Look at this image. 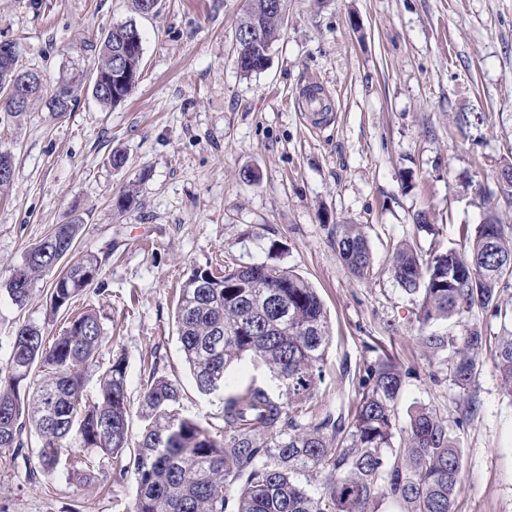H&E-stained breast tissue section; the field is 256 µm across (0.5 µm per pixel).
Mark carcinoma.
I'll use <instances>...</instances> for the list:
<instances>
[{
	"mask_svg": "<svg viewBox=\"0 0 512 512\" xmlns=\"http://www.w3.org/2000/svg\"><path fill=\"white\" fill-rule=\"evenodd\" d=\"M283 13L271 0H253L236 31L243 52L240 73L263 70L281 34ZM135 20L116 24L104 35L97 69L121 66L140 75L143 46ZM19 52L0 53V109L13 117L43 99L42 76L18 68ZM79 79L57 81L46 104L67 112ZM132 87H92L105 107L125 100ZM512 203V180L480 196L484 216L462 230L461 247L429 254L400 242L392 250L389 273L408 295L419 299L417 322H439L501 314L500 289L512 286V230H506L492 202ZM82 219L58 224L44 242L30 248L14 277L3 284L11 300L24 305L30 287L50 271L45 249L72 254ZM336 250L358 280L370 276L373 257L364 232L340 224ZM95 252L72 259L50 292L51 310L69 306L98 278ZM211 274L197 269L185 281L175 313L178 340L197 389L209 394L224 385L229 366L245 356L265 366L278 394L250 384L224 399V427L216 432L179 412L181 386L151 368L143 391L138 439L129 435L130 401L126 366L118 358L100 375L92 407L83 404L85 372L99 355L103 328L97 313L74 317L51 343L40 328H18L5 371H0V454H18L37 441V456L49 477L70 461L73 449L112 456L119 471H133L137 496L133 512H378L387 500L400 512H455L462 478V452L450 424L420 405L399 425L397 403L403 378L389 359L367 365L361 392L347 424L316 419L312 396L322 380L330 341L323 304L312 286L294 271L264 262L236 264L213 276L216 288L196 284ZM421 340L432 352L448 350V378L466 396L463 418L476 411L472 394L478 355L487 342L473 324L463 333L431 332ZM495 365L512 397V327L497 337ZM400 442H395L396 433ZM324 476L310 491L301 478Z\"/></svg>",
	"mask_w": 512,
	"mask_h": 512,
	"instance_id": "cac0c4a2",
	"label": "carcinoma"
}]
</instances>
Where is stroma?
<instances>
[{
	"label": "stroma",
	"mask_w": 512,
	"mask_h": 512,
	"mask_svg": "<svg viewBox=\"0 0 512 512\" xmlns=\"http://www.w3.org/2000/svg\"><path fill=\"white\" fill-rule=\"evenodd\" d=\"M130 0H0V39L14 40L20 68L46 86L91 74L100 37L132 19ZM248 0H160L136 20L141 75L128 97L105 108L86 88L72 111L45 102L13 118L0 112V153L13 182L0 191V369L25 324L56 336L92 307L103 326L101 354L86 388L111 360L124 359L130 432L150 369L182 386L180 411L223 422L227 393L250 383L277 391L269 372L245 358L223 389L197 391L175 324L179 292L197 268L264 262L293 270L318 292L330 345L314 395L318 416L349 418L359 376L390 356L404 375L400 420L425 404L455 422L463 402L448 371L419 339L417 303L388 272L399 242L423 251L457 242L482 211L469 179L493 181L512 158V0H286L268 66L242 75L235 33ZM316 78L330 106L312 125L301 91ZM483 124L458 128L460 111ZM124 153L113 168L112 152ZM134 189L118 210L116 197ZM427 212L436 232L413 217ZM81 215L78 251L104 260L98 281L70 308L50 309L47 273L15 305L2 282L54 225ZM356 224L374 257L369 280L352 277L336 254V227ZM480 413L456 425L463 453L456 512H512V397L501 386L492 346L479 354ZM91 459L95 486L74 468L46 477L35 448L0 455V512H131L133 473Z\"/></svg>",
	"instance_id": "obj_1"
}]
</instances>
